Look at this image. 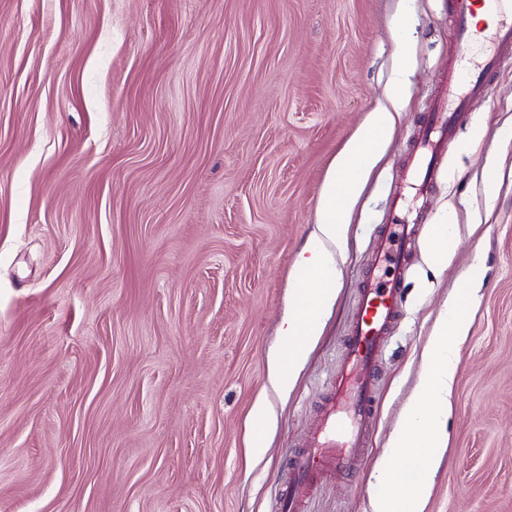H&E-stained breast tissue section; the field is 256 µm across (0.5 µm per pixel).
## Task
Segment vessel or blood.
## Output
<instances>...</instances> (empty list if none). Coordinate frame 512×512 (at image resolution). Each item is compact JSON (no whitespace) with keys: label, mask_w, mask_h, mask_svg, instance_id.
I'll list each match as a JSON object with an SVG mask.
<instances>
[{"label":"vessel or blood","mask_w":512,"mask_h":512,"mask_svg":"<svg viewBox=\"0 0 512 512\" xmlns=\"http://www.w3.org/2000/svg\"><path fill=\"white\" fill-rule=\"evenodd\" d=\"M498 14L494 32L498 50L512 51V0H451L461 48L474 40L478 11ZM490 68L455 70L447 80L448 107L427 113L410 152L406 178L425 186L439 172L470 98L487 94ZM411 224L384 225L374 249V266L395 268L392 280L367 277L357 301L336 385L322 403L323 425L313 441L288 464L274 512H307L306 501L325 482L353 471L365 458L377 405L376 369L401 313L400 285L412 255Z\"/></svg>","instance_id":"vessel-or-blood-1"}]
</instances>
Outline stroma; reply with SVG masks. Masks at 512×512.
Listing matches in <instances>:
<instances>
[{
  "instance_id": "obj_1",
  "label": "stroma",
  "mask_w": 512,
  "mask_h": 512,
  "mask_svg": "<svg viewBox=\"0 0 512 512\" xmlns=\"http://www.w3.org/2000/svg\"><path fill=\"white\" fill-rule=\"evenodd\" d=\"M460 57L448 0H0V512H272L379 230L418 210L368 453L308 509L369 512L479 256L425 512H512V59L469 101L436 182L401 178ZM397 79L404 107L350 215L336 301L277 392L268 356L331 163ZM436 224L456 240L440 266ZM451 248L448 233L430 237L426 243V253L430 263L439 265L446 261Z\"/></svg>"
}]
</instances>
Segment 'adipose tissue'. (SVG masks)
<instances>
[{"label":"adipose tissue","instance_id":"ef3b65f1","mask_svg":"<svg viewBox=\"0 0 512 512\" xmlns=\"http://www.w3.org/2000/svg\"><path fill=\"white\" fill-rule=\"evenodd\" d=\"M404 98L403 85H395L387 105L375 113L372 125L359 133L333 162L323 189L313 240L306 255L300 258L297 274L301 281L315 277L317 284L306 289L307 305L295 309L285 322L283 333L292 338L293 344L276 364L273 383L279 388H288L295 381L308 343L318 335L324 314L336 294L340 278L338 258L346 250L349 214L365 175L382 155ZM482 267L481 259H474L462 279V288L449 299L441 316L427 350L425 371L407 407L406 423L393 440V452L373 473L382 492L372 500L371 512H423V496L433 479L437 450L444 442L441 412L450 404L457 370L456 345L467 333L466 301ZM410 457L419 459L420 467L407 482L401 474Z\"/></svg>","mask_w":512,"mask_h":512}]
</instances>
